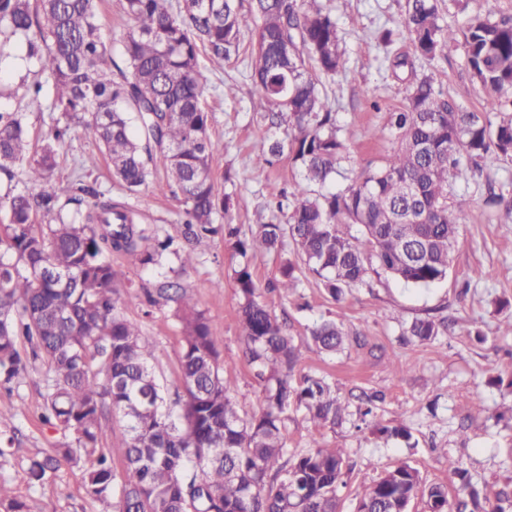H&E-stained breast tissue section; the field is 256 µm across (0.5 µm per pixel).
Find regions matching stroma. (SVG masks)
<instances>
[{
	"label": "stroma",
	"instance_id": "obj_1",
	"mask_svg": "<svg viewBox=\"0 0 512 512\" xmlns=\"http://www.w3.org/2000/svg\"><path fill=\"white\" fill-rule=\"evenodd\" d=\"M405 0H333L341 47L348 60L346 73L326 79L329 99L337 114L345 144L336 185L355 179L377 165L396 145L389 113L405 96L403 85L391 77L376 41L381 27L400 30ZM100 35L119 53L125 32L121 0H96ZM251 54L243 39L235 66L209 74L205 101L212 111L211 133L223 140L224 153L213 170L218 187L231 198L229 214L243 232L256 227L255 213L298 175L297 166L282 158L273 168L259 170L255 153L265 128L251 109L252 84L244 68ZM436 88L469 109H477L483 94L471 79L461 47L432 65ZM236 83V99L224 96V86ZM55 181L66 185L83 178L86 185L108 192L113 199L134 206L143 223L159 238H180L182 205L171 195L162 171L148 186L129 193L111 176L107 158L95 141L75 132L59 148ZM455 191L471 200L470 215L460 227L448 276L428 288L404 285L385 274L370 284L346 290L333 300L314 279L283 290L275 282L285 253L271 252L240 258L231 242L215 236L199 250L194 265L181 269L175 255L161 266L143 267L131 256L116 253L112 266L118 274L116 295L123 315L150 339L152 365L167 392L181 386L182 332L169 308L147 306L141 291L159 275L177 279L198 303L218 336L222 374L235 388L240 414L261 411L262 387L243 356L239 323V295L233 270L247 261L263 301L276 313L299 347L297 375L316 373L335 385L348 399L349 417L343 426H316L303 409L290 407L284 419V441L289 454L320 442L326 448L345 449L352 469L337 495L341 512H354L367 486L385 471L406 464L416 469L424 484H441L455 491L457 468H466L474 482L499 488L512 484V336H502L501 320L512 317V163L485 171L482 176L453 182ZM502 193L501 205H486L488 190ZM223 290H215V282ZM444 316L448 329L433 342L419 344L404 336L405 327L425 314ZM334 320L350 335L368 337L367 347L347 346L335 354L319 352L310 339L312 327ZM375 395L373 413L361 417L358 397ZM45 393L44 369L35 365L13 385L0 389V413L10 416L18 430L14 453L0 460L15 495L32 512H99L88 498L72 463L61 461L42 485L31 486L29 459L42 455L62 440L39 415ZM483 406L471 416L473 406ZM401 425L410 439L378 434L381 426Z\"/></svg>",
	"mask_w": 512,
	"mask_h": 512
}]
</instances>
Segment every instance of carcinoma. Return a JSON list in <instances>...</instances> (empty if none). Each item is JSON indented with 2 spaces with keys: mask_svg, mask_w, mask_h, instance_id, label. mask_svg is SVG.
I'll list each match as a JSON object with an SVG mask.
<instances>
[{
  "mask_svg": "<svg viewBox=\"0 0 512 512\" xmlns=\"http://www.w3.org/2000/svg\"><path fill=\"white\" fill-rule=\"evenodd\" d=\"M125 68L112 71L101 40L95 0H0V39L21 41L44 80L20 78L16 90L39 102L44 87L51 137L30 152L26 113L0 110V171L19 165L36 191L0 194V386L10 385L30 361L46 366L41 421L66 442L30 461L29 483L41 485L58 456L81 471L85 494L100 512H336V491L348 471L342 448L320 445L292 457L282 427L288 407L303 406L320 427L345 422L348 402L322 376L295 378L301 352L277 315L259 299L249 267L234 270L240 297L243 355L263 383V409L243 416L220 372L218 337L204 312L175 279L160 277L150 301L167 306L182 325L183 394L164 408L163 387L150 365L149 338L126 319L115 297L112 253L143 266L159 265L173 240H160L138 212L93 188L76 192L52 178L58 147L80 128L94 138L112 177L131 192L162 168L184 209L182 267L220 232L243 257L282 249L294 258L274 284L297 288L305 268L336 301L372 272L415 287L445 279L459 226L471 203L449 179L512 161V15L476 14L460 31L448 26L438 0H406L402 25L407 49H395L394 32L378 41L392 76L405 85L402 105L389 112L396 148L379 167L338 190L345 145L321 81L346 68L331 0H124ZM254 24L251 78L258 87L253 111L268 128L287 126L284 139L261 142L255 163L273 167L284 156L300 178L280 193L286 223L261 218L250 236L236 225L214 224L228 213L212 162L224 142L212 138L203 96L214 67L239 57L244 28ZM463 38L467 66L485 92L482 109L468 110L435 91L422 63ZM78 208L63 212L61 198ZM446 319L413 320L405 334L430 342ZM321 352L343 350L348 336L334 320L310 331ZM124 420L125 467L116 474L112 449L99 444L103 422ZM465 498L456 512L486 510L495 498L512 502V487L490 491L457 468ZM121 485L114 498L115 484ZM427 506L448 503L442 485H422L418 471L399 465L366 489L356 512H407L417 496ZM0 512H30L0 474Z\"/></svg>",
  "mask_w": 512,
  "mask_h": 512,
  "instance_id": "carcinoma-1",
  "label": "carcinoma"
}]
</instances>
